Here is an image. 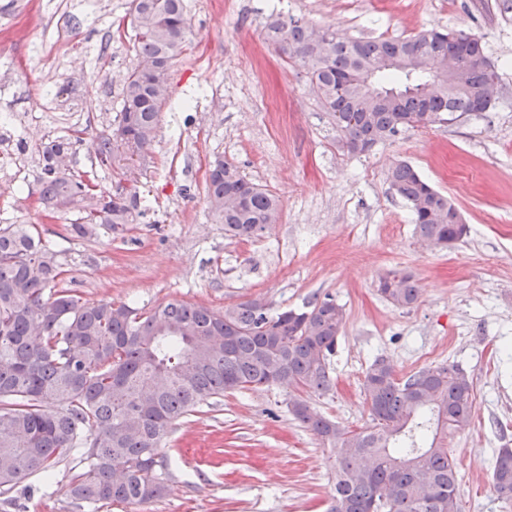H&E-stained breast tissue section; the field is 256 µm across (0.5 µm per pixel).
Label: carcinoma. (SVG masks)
Instances as JSON below:
<instances>
[{
  "label": "carcinoma",
  "instance_id": "obj_1",
  "mask_svg": "<svg viewBox=\"0 0 512 512\" xmlns=\"http://www.w3.org/2000/svg\"><path fill=\"white\" fill-rule=\"evenodd\" d=\"M136 21L135 64L123 78L122 107L112 132L92 143L100 168L152 147L169 99L171 62L191 43L184 0H131ZM265 40L297 65L328 112L342 148L363 155L400 132L490 112L486 85L495 66L482 39L463 30H424L406 38L342 39L325 29L316 41L307 21L278 13ZM464 66L458 86L416 91L421 62ZM392 63L373 101L362 82L371 65ZM76 136L42 150L40 203L51 213H74L70 231L91 238L101 226L117 231L144 214L137 180L116 194L95 175L55 169ZM409 206L416 239L448 249L468 232L456 207L413 166L387 172ZM206 199L228 237L257 239L280 217V200L238 167L216 162ZM63 270L35 224L0 225V494L27 491L35 475L49 480L59 463L80 455L65 487L87 504L143 506L168 493L161 448L173 423L211 398L236 390L277 387L288 412L336 455L328 512H462L458 469L448 434L467 427L473 381L457 363L424 367L399 379L394 365L375 358L362 393L368 425L350 429L311 406L336 386L330 357L346 324L345 307L317 296L300 308L273 311L259 300L216 310L172 299L148 311L125 302L84 301L58 288ZM377 292L399 308L420 294L405 271L379 275ZM492 487L512 503V448L498 450Z\"/></svg>",
  "mask_w": 512,
  "mask_h": 512
}]
</instances>
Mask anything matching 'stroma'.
Wrapping results in <instances>:
<instances>
[{"mask_svg": "<svg viewBox=\"0 0 512 512\" xmlns=\"http://www.w3.org/2000/svg\"><path fill=\"white\" fill-rule=\"evenodd\" d=\"M272 2L185 0L195 38L171 64L170 99L135 171L147 211L124 231L79 239L69 216L38 207L40 155L82 129L71 169L96 174L107 192L120 188L92 142L120 111L122 86L110 75L136 63L132 35L114 34L131 0H0V117L9 120L0 126V225H40L66 285L90 301L222 309L257 299L277 311L333 295L347 313L331 358L336 386L311 405L345 426L370 421L360 383L376 357L401 376L461 364L474 413L448 446L463 512H512L491 485L499 448L512 446V0H284L283 12L355 39L447 27L486 44L494 111L402 132L361 157L344 152L305 78L265 43ZM189 98L202 99L199 110H184ZM218 160L279 198L280 219L262 237L229 238L211 216L206 177ZM398 160L462 213L469 231L453 248L417 242L386 179ZM391 269L418 280L413 307L377 293ZM162 453L172 479L158 502L77 503L64 493L70 461L52 481L29 478L28 493L0 495V512H326L335 456L289 414L282 389L208 400L172 425Z\"/></svg>", "mask_w": 512, "mask_h": 512, "instance_id": "35a3bbf8", "label": "stroma"}]
</instances>
